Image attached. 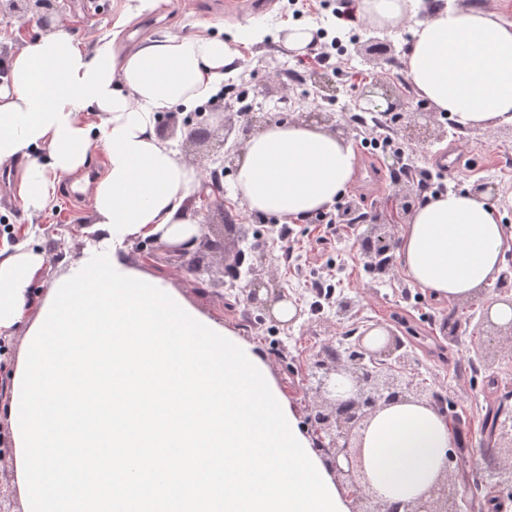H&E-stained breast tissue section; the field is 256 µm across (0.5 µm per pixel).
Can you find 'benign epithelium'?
I'll return each instance as SVG.
<instances>
[{"mask_svg":"<svg viewBox=\"0 0 512 512\" xmlns=\"http://www.w3.org/2000/svg\"><path fill=\"white\" fill-rule=\"evenodd\" d=\"M310 78L317 96L323 100L336 98L337 88L329 75L315 70L311 72ZM354 88L359 90L356 96V108L359 110L365 104L371 105L372 97L378 93L387 100V111L393 112L398 107L400 97L387 85L362 81L354 84ZM403 132L404 139L410 144L431 137L437 139L445 134L442 127L430 121L422 125L410 122L403 128ZM217 201L218 218L206 225L207 232L194 239L195 248L171 247V251L181 257L185 268L192 273L199 272V252L203 249L223 252L224 231L236 229V225L229 220L228 200L219 197ZM362 241L369 245L366 254L374 266L382 272L387 271L398 246L395 235L387 230L386 225L378 224L373 219L363 231ZM255 250L258 252L259 264L244 266L241 253L238 252L232 261L224 264L223 274L229 277L231 286L241 288L248 303L262 305L264 301L259 297L260 290L269 288L262 279V271L265 264L271 263L272 256L270 251L260 246L255 247ZM371 330L369 326L355 338L351 353L347 356L332 354L327 349L318 355L315 362V368L319 370L315 375V397L319 404L313 416V443L314 447L327 456L338 479V486L350 501L351 512H397L399 507L388 505L368 489V482L357 460L358 431L378 409L401 399L426 401L435 407L441 404L442 399L440 395L429 393L413 383L410 377V353L405 349V341L395 330L386 328L387 336L380 348L367 344V335ZM333 373L344 374L353 381L352 397L342 402L329 398ZM326 439L329 440L327 444L324 443ZM494 450L508 452L512 460L511 423H502ZM404 512H460L456 483L451 477H445L427 500L417 505H404Z\"/></svg>","mask_w":512,"mask_h":512,"instance_id":"7a95c632","label":"benign epithelium"}]
</instances>
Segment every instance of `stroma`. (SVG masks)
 Wrapping results in <instances>:
<instances>
[{
  "instance_id": "stroma-1",
  "label": "stroma",
  "mask_w": 512,
  "mask_h": 512,
  "mask_svg": "<svg viewBox=\"0 0 512 512\" xmlns=\"http://www.w3.org/2000/svg\"><path fill=\"white\" fill-rule=\"evenodd\" d=\"M124 0H66L60 20L87 46H95L108 39H116L120 49L127 50L147 38H160L170 33H193L198 25H205L208 34L224 39L232 38L237 30L258 24L267 34L261 42L242 46L240 79L247 83L249 94L262 111L286 119L280 108L282 100L294 102L296 108L310 109L318 99L313 90H301L284 83L278 76L281 68L303 65L306 70L318 69L328 73L346 91L328 108L334 114L336 126L348 125L347 107L353 106L355 94L350 86L355 79L400 87L395 68L405 67V50L412 37L411 20L396 25L366 31H352L343 38L346 56H333L318 64L302 61L300 56L285 50L273 33L289 24H313L319 30L335 35L336 19L332 7L303 10L290 5L288 0H273L267 13L256 15L245 11L228 14L224 0H158L154 10L143 13L128 24H120ZM388 40L390 56L363 54L362 45L368 38ZM410 109L423 104L413 87H400ZM177 121L190 128H205L211 133L206 146L198 151H186L179 139H171L185 162L199 171L214 169V161L221 152L239 153L248 137L245 118L232 114L225 107L199 105L188 111H178ZM435 121L446 134L422 145H408L400 127L394 122L374 128L377 136L393 140L395 147L385 153L374 154L371 167L374 177L369 186L354 182L346 199L336 202L333 214L340 220L334 232H327L317 217L294 224V255L310 271L332 267L336 273V293L333 301L317 305L310 284L302 280L291 266L282 262L272 265V274L283 298L300 309V317L293 322L280 321L272 308L249 305L237 288H213L209 279H221L222 257L203 252L201 264L205 274L186 273L183 262L165 251L163 242L149 239L133 240L126 247L129 262L143 273L166 281L199 313L224 322L239 336L255 344L267 359L273 377L293 403L300 422H307L314 403L312 366L319 352L335 345L338 336L351 327L382 324L396 327L398 313H406L409 320L418 323L425 336L423 348L417 349L413 370L416 383L440 392L449 413L459 415L456 426L463 438V448L469 471L481 474L497 473L507 460L502 455L487 456L482 452L489 443L482 434L486 397L483 377L494 375L512 383V334L491 328L485 318L483 302L500 298L496 286H488L481 299L459 305L449 312L447 303L437 301L414 286L403 272L401 260H394L389 273H379L365 255L360 242L362 225L342 222L347 201L359 204L368 217L387 223L400 201L392 186L385 181L388 169L395 164L397 153L415 159L420 168L434 173L440 158L448 154L449 142L461 148L460 167L445 179L446 190L465 191L475 183H488L489 201L512 193V125L505 124L484 129H459L449 115L436 113ZM237 223L246 225L248 237L238 247L245 256H252L257 243L270 245L280 252L282 242L280 223L276 218L251 215L243 210L234 212ZM92 203L70 202L59 196L51 208L30 217L21 208L14 181L0 183V243L9 241L12 232L24 228L22 244L41 251L45 265L41 277L33 284L35 293L45 294L58 275L60 265L55 254L67 259L80 257L92 243L89 223ZM153 260H146V253ZM348 298L353 306L346 314H338L336 301ZM454 320V333L442 329L445 320Z\"/></svg>"
}]
</instances>
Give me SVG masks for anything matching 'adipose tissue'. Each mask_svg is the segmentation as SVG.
<instances>
[{
  "label": "adipose tissue",
  "instance_id": "adipose-tissue-1",
  "mask_svg": "<svg viewBox=\"0 0 512 512\" xmlns=\"http://www.w3.org/2000/svg\"><path fill=\"white\" fill-rule=\"evenodd\" d=\"M358 20L380 27L413 21L405 54L418 96L458 125L512 123V22L490 10L452 8L448 0H354ZM237 41L203 33L147 39L126 52L112 44L88 50L61 23H50L12 52L0 77V167L21 163L16 182L23 210L44 212L62 177L77 173L105 137L139 111L149 128L141 141L174 162L180 184L158 215L139 227L142 238L181 245L199 235L190 201L200 184L196 167L159 140L156 115L215 97L240 59ZM95 106L99 125L82 114ZM46 151L41 163L38 151ZM357 170L348 141L321 126L273 121L254 133L234 162L232 195L244 211L290 224L330 209L347 193ZM507 229L495 204L472 191L448 192L417 204L405 217L398 250L407 278L434 299L451 304L481 298L503 269ZM43 254L0 249V335L32 327L43 300L32 285ZM360 454L370 490L407 504L427 498L448 470L458 436L429 403L404 400L379 409L361 432Z\"/></svg>",
  "mask_w": 512,
  "mask_h": 512
}]
</instances>
